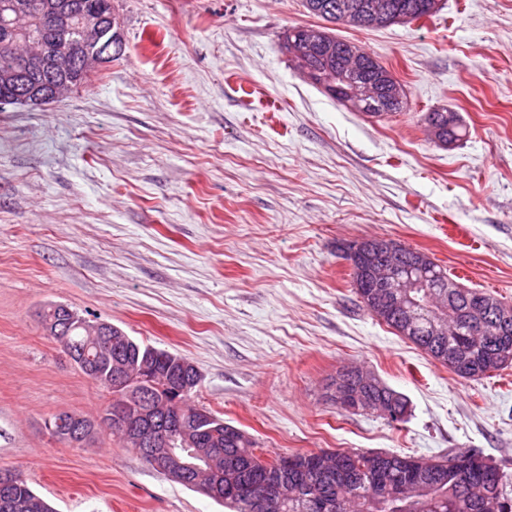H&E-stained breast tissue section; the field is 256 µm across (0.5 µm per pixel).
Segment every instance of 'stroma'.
<instances>
[{
  "mask_svg": "<svg viewBox=\"0 0 512 512\" xmlns=\"http://www.w3.org/2000/svg\"><path fill=\"white\" fill-rule=\"evenodd\" d=\"M124 52L39 109L0 110V471L56 512H224L107 433L48 423L112 396L44 330L62 302L187 358L192 402L265 457L480 449L512 482V367L460 378L357 300L346 244L382 237L512 304V0L339 26L404 84L378 121L303 78L282 47L301 0H112ZM457 112L450 147L423 116ZM357 366L405 422L326 397ZM61 416H66L69 419H76L79 423L83 424V426L88 429V436H90V438L96 431V430L94 431V429L92 428L93 424L96 422L94 420L85 418L78 414H70V413L59 414V415H56L53 417V421L50 424V427H51L52 434L55 437H57L58 440H60L62 442L68 441V443L70 445H81L85 441H87L88 436L87 437L85 436V432L79 426V428L71 429L70 433L67 435V441L65 439H63L61 434L55 429V427H56L55 420L57 419V417H61Z\"/></svg>",
  "mask_w": 512,
  "mask_h": 512,
  "instance_id": "stroma-1",
  "label": "stroma"
}]
</instances>
